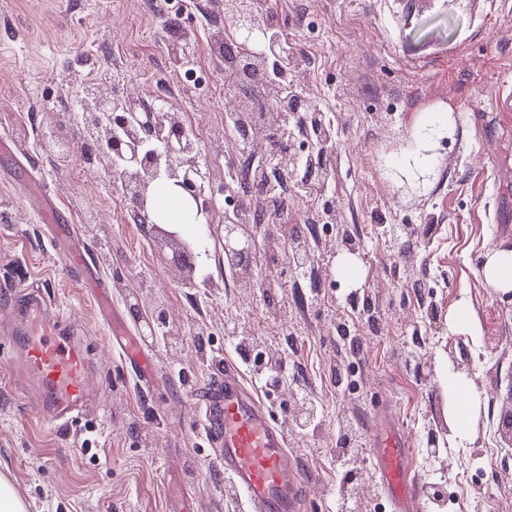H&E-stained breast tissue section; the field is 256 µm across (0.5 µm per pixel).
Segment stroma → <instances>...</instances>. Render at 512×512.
Segmentation results:
<instances>
[{"mask_svg": "<svg viewBox=\"0 0 512 512\" xmlns=\"http://www.w3.org/2000/svg\"><path fill=\"white\" fill-rule=\"evenodd\" d=\"M297 58L292 74L308 104L335 117L326 166L288 167L281 230L253 225L252 286L224 268L220 217L226 196L248 213L271 197L244 170L265 148L224 130L226 101L255 91L228 84L213 46L224 32L219 0H189L174 15L164 0H0V136L19 138L21 165L0 161V300L35 289L81 329L103 386L100 418L53 429L34 396L0 371V473L28 512H245L219 452L199 436L210 359L243 362L240 337L263 339L282 362L266 400L300 453L311 512H388L369 465L367 431L378 400H391L413 439L421 485L441 484V504L423 512H481L488 493L512 506V293L493 292L481 270L512 245V0H269ZM194 54L193 77L174 59ZM91 81L114 86L136 111L166 104L202 114L201 158L216 215L201 264L210 292L183 284L171 249L134 223L118 178L87 159L73 108ZM451 111L453 137L432 149L435 172L419 184L400 166L414 123ZM57 135L66 164L43 144ZM51 184L73 217L91 272L118 316L164 306L171 340L145 345L154 362L143 382L110 344L77 274L57 255L21 191L27 172ZM353 251L358 284L337 278ZM305 263H298V256ZM476 325L451 330L460 300ZM482 396L475 430L447 423L445 370ZM317 419L298 427L299 392ZM436 434L440 451L427 453ZM355 470L353 493L342 489Z\"/></svg>", "mask_w": 512, "mask_h": 512, "instance_id": "stroma-1", "label": "stroma"}]
</instances>
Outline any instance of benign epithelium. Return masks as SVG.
I'll use <instances>...</instances> for the list:
<instances>
[{
	"label": "benign epithelium",
	"instance_id": "1",
	"mask_svg": "<svg viewBox=\"0 0 512 512\" xmlns=\"http://www.w3.org/2000/svg\"><path fill=\"white\" fill-rule=\"evenodd\" d=\"M224 23L232 27L239 39L256 45L265 44L271 34L270 26L248 6L228 9L224 13ZM272 55L284 68L294 66V55L288 53V46L281 43L270 53L253 54L249 69L258 71L265 68ZM81 102L86 124L104 134L102 151L109 168L121 183L137 222L149 225L161 241L174 248L172 262L183 273V281L191 286L197 285L203 235L188 237L168 224L157 222L150 195L153 183L165 180L195 208L200 226L212 224V203L206 202V199L213 198L209 175L199 162L195 140L177 113L159 105L138 118L106 85L85 87ZM254 247V238L243 230V225L234 222L224 224L223 253L237 270L238 280L244 288L251 285V269L243 259L252 255ZM131 314L151 332L158 325L168 324L167 312L162 306L146 310L137 303L131 307ZM248 353L249 363L256 373L265 376L282 371L281 363L264 345L252 343ZM294 416L300 426L307 427L314 421L315 407L303 402L296 407Z\"/></svg>",
	"mask_w": 512,
	"mask_h": 512
}]
</instances>
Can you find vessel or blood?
<instances>
[{
    "label": "vessel or blood",
    "mask_w": 512,
    "mask_h": 512,
    "mask_svg": "<svg viewBox=\"0 0 512 512\" xmlns=\"http://www.w3.org/2000/svg\"><path fill=\"white\" fill-rule=\"evenodd\" d=\"M29 194L43 223H63L62 208L41 177L31 176ZM0 333L18 337L14 362L39 391L45 422L64 428L90 412L95 404L92 357L77 329L47 315L41 296L26 293L22 310H0ZM214 375L218 383L202 409L203 441L219 443L224 473L250 512H300L305 481L301 466L289 460L286 431L235 362L224 359ZM367 443L389 512H418L411 443L391 402L375 408Z\"/></svg>",
    "instance_id": "vessel-or-blood-1"
}]
</instances>
